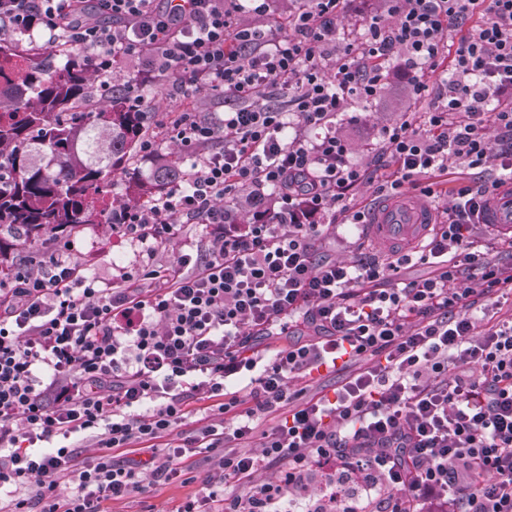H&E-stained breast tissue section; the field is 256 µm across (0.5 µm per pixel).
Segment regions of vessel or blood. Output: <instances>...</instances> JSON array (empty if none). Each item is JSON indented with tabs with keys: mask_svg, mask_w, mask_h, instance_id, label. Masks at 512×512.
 <instances>
[{
	"mask_svg": "<svg viewBox=\"0 0 512 512\" xmlns=\"http://www.w3.org/2000/svg\"><path fill=\"white\" fill-rule=\"evenodd\" d=\"M485 220L512 230V181L498 189ZM432 223L433 212L429 206L405 198L374 208L368 232L375 239L392 245L404 239L422 240L426 226Z\"/></svg>",
	"mask_w": 512,
	"mask_h": 512,
	"instance_id": "vessel-or-blood-1",
	"label": "vessel or blood"
}]
</instances>
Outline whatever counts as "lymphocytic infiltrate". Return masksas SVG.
I'll use <instances>...</instances> for the list:
<instances>
[{
    "mask_svg": "<svg viewBox=\"0 0 512 512\" xmlns=\"http://www.w3.org/2000/svg\"><path fill=\"white\" fill-rule=\"evenodd\" d=\"M345 2L300 0L280 33L242 23L239 0H96L83 22L84 0H0L1 30L67 40L95 77L136 57L131 86L173 71L177 93L234 104L171 113L195 171L153 206L119 209L113 232L148 255L135 271L93 287L64 241L0 277V512H102L195 456L218 470L179 512H289L287 489L331 463L335 512H512V319L477 316L512 296L503 239L477 231L512 177V0H387L386 16L343 33ZM395 56L428 106L354 162L336 120L380 99ZM273 90L286 109L259 103ZM452 166L420 253L318 257L326 226L365 223L362 187L431 197ZM190 222L205 245L156 262ZM415 261L429 273L402 279ZM276 331L298 337L257 348ZM341 363L334 397L309 394L313 372ZM202 396L211 417L185 430ZM134 442L137 458L117 460ZM271 468L276 480L251 487ZM360 472L352 504L341 487Z\"/></svg>",
    "mask_w": 512,
    "mask_h": 512,
    "instance_id": "lymphocytic-infiltrate-1",
    "label": "lymphocytic infiltrate"
}]
</instances>
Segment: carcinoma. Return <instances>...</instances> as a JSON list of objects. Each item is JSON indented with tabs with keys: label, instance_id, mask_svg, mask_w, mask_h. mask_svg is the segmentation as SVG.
<instances>
[{
	"label": "carcinoma",
	"instance_id": "carcinoma-1",
	"mask_svg": "<svg viewBox=\"0 0 512 512\" xmlns=\"http://www.w3.org/2000/svg\"><path fill=\"white\" fill-rule=\"evenodd\" d=\"M0 40V268L17 246L71 236L109 206L112 178L129 173L145 140L147 112L133 107L127 80L100 85L108 108L73 112L90 96L88 58L51 46L23 53ZM189 172L165 154L150 175L132 173L133 200L151 206Z\"/></svg>",
	"mask_w": 512,
	"mask_h": 512
}]
</instances>
